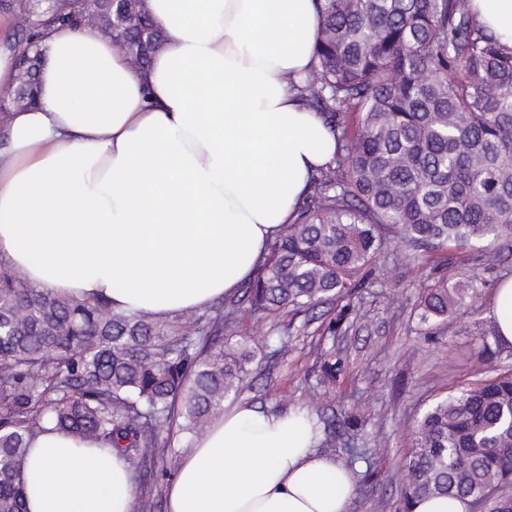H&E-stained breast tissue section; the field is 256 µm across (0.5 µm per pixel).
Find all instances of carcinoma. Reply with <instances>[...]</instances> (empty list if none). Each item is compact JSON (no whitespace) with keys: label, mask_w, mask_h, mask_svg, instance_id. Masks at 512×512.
I'll list each match as a JSON object with an SVG mask.
<instances>
[{"label":"carcinoma","mask_w":512,"mask_h":512,"mask_svg":"<svg viewBox=\"0 0 512 512\" xmlns=\"http://www.w3.org/2000/svg\"><path fill=\"white\" fill-rule=\"evenodd\" d=\"M316 63L294 85L336 137V155L244 291L253 312L308 309L372 285L393 244L485 251L512 245V51L471 0H317ZM19 86L34 104L41 42L88 11L144 67L164 34L144 0H10ZM356 112L355 128L344 125ZM478 275L424 289L421 319L478 298ZM240 304L159 320L105 300L47 292L0 270V512H26L30 442L52 429L130 465H177L173 425L203 434L239 393L258 342L236 336ZM495 355L478 337L476 361ZM400 472L404 509L447 496L512 512V372L428 409Z\"/></svg>","instance_id":"carcinoma-1"}]
</instances>
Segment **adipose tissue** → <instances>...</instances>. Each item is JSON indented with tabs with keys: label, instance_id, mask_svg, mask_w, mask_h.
<instances>
[{
	"label": "adipose tissue",
	"instance_id": "ef3b65f1",
	"mask_svg": "<svg viewBox=\"0 0 512 512\" xmlns=\"http://www.w3.org/2000/svg\"><path fill=\"white\" fill-rule=\"evenodd\" d=\"M167 40L147 70L90 25L55 26L35 106L0 150V265L31 284L167 318L233 295L292 223L336 140L290 85L315 60V0H146ZM512 50V0H473ZM306 411L225 407L184 451L168 512H349L351 472ZM26 512H136L116 452L39 435Z\"/></svg>",
	"mask_w": 512,
	"mask_h": 512
}]
</instances>
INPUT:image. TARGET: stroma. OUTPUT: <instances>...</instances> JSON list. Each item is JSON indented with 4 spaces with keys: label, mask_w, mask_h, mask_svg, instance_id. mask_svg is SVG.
I'll return each instance as SVG.
<instances>
[{
    "label": "stroma",
    "mask_w": 512,
    "mask_h": 512,
    "mask_svg": "<svg viewBox=\"0 0 512 512\" xmlns=\"http://www.w3.org/2000/svg\"><path fill=\"white\" fill-rule=\"evenodd\" d=\"M441 273L452 281L479 274L481 298L465 313L426 323L420 296ZM510 276L512 249L482 258L473 249L426 252L399 245L376 283L349 297L352 312L339 334L326 331L341 308L337 302L303 313H242L236 335L284 336L288 351L262 348L241 398L275 411L309 409L318 425L335 428V448L321 440L317 449L353 473L358 493L349 512H403L396 472L411 451L412 427L431 404L476 379V338L491 319L498 284ZM331 356L336 379L324 386L321 366ZM315 398L320 408H313ZM175 474L172 467L133 469L138 504L149 501L152 512H167Z\"/></svg>",
    "instance_id": "stroma-1"
}]
</instances>
